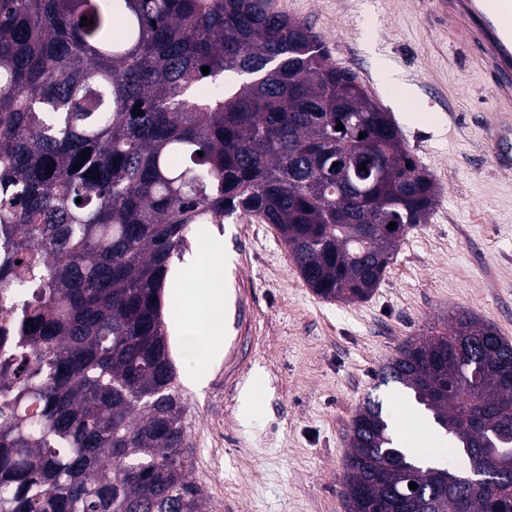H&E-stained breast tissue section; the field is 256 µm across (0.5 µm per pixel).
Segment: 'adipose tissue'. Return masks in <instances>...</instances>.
Listing matches in <instances>:
<instances>
[{"mask_svg":"<svg viewBox=\"0 0 512 512\" xmlns=\"http://www.w3.org/2000/svg\"><path fill=\"white\" fill-rule=\"evenodd\" d=\"M224 278V254L211 244L194 265L186 286V307L181 314L184 328L180 340L185 351L196 356L198 369L193 377L202 383L218 353L217 339L223 332L221 300Z\"/></svg>","mask_w":512,"mask_h":512,"instance_id":"ef3b65f1","label":"adipose tissue"}]
</instances>
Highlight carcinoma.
Segmentation results:
<instances>
[{"mask_svg":"<svg viewBox=\"0 0 512 512\" xmlns=\"http://www.w3.org/2000/svg\"><path fill=\"white\" fill-rule=\"evenodd\" d=\"M2 182L19 191L0 195V281L24 295L0 306V512H204L167 339L172 264L201 225L271 224L316 296L360 302L439 204L388 113L269 0H0ZM507 364L512 343L466 310L400 346L375 377L412 390L448 460L401 447L366 399L345 512H401L411 481L418 512H460V492L512 512Z\"/></svg>","mask_w":512,"mask_h":512,"instance_id":"cac0c4a2","label":"carcinoma"}]
</instances>
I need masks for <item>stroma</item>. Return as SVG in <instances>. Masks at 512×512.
Masks as SVG:
<instances>
[{"label":"stroma","instance_id":"35a3bbf8","mask_svg":"<svg viewBox=\"0 0 512 512\" xmlns=\"http://www.w3.org/2000/svg\"><path fill=\"white\" fill-rule=\"evenodd\" d=\"M327 43L399 126L441 199L401 242L373 295L347 304L307 288L272 225L205 224L172 271L224 245V334L206 384L172 345L187 403L193 476L207 512H344L338 479L351 421L365 398L390 418L412 393L374 374L407 339L444 330L466 309L512 342V170L483 148L489 81L473 51L449 39L434 0H271ZM259 388L245 421L246 385Z\"/></svg>","mask_w":512,"mask_h":512}]
</instances>
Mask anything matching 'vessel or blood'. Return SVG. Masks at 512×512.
<instances>
[{
    "label": "vessel or blood",
    "instance_id": "1",
    "mask_svg": "<svg viewBox=\"0 0 512 512\" xmlns=\"http://www.w3.org/2000/svg\"><path fill=\"white\" fill-rule=\"evenodd\" d=\"M436 9L479 49L493 76V105L484 120V149L501 169L512 168V0H436Z\"/></svg>",
    "mask_w": 512,
    "mask_h": 512
}]
</instances>
